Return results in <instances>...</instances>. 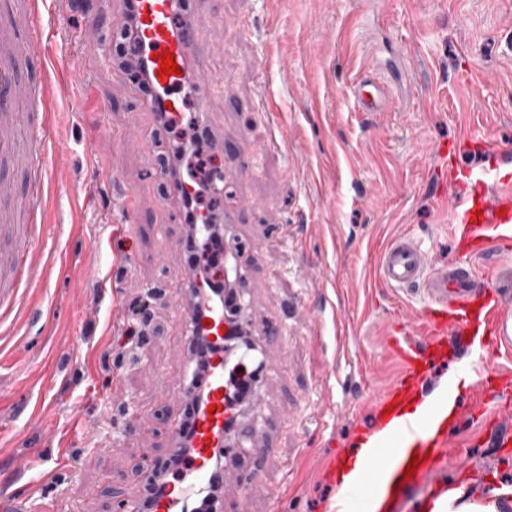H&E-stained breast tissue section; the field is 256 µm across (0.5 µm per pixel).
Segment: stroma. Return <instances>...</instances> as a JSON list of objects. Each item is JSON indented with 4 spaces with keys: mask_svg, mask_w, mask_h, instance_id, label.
I'll return each mask as SVG.
<instances>
[{
    "mask_svg": "<svg viewBox=\"0 0 512 512\" xmlns=\"http://www.w3.org/2000/svg\"><path fill=\"white\" fill-rule=\"evenodd\" d=\"M101 7L100 36L78 42ZM186 12L224 35L203 53L204 122L214 136L230 131L254 148L249 169L215 194L220 211L257 202L243 223L224 227V277L242 286L254 333L278 325L280 346L267 358L288 356L259 385L253 415L269 423L275 453L247 512H335L330 463L371 427V399L399 377L401 364L382 340L390 321L412 320L416 307L380 282L379 249L408 233L433 261L452 257L450 199L438 193L441 142L477 133L512 173V0H186ZM125 22L124 0H65L45 21L50 57L79 51L97 73L79 87L80 100L62 98L54 115L59 157L73 170L43 239L54 263L31 298L33 315L0 357V500L20 512L53 503L62 512H120L153 461L170 455L168 417L187 354L171 289L190 280L189 227L164 172L167 133L142 95H112L107 54ZM372 52L398 57L405 70L383 112L354 104ZM105 101L110 112H99ZM132 122L138 134L125 136ZM277 124L287 132L284 148L263 150ZM101 159L111 160L117 181L97 172ZM125 188L140 192L135 224L114 218L113 200ZM128 255L135 270L113 274ZM92 264L102 271L96 285L85 275ZM148 289L150 334L126 355L119 379H109L100 355L122 332L126 306ZM48 308L47 330L38 313ZM165 376L172 383L163 394ZM448 384L435 374L424 388ZM452 387L463 405L453 437L472 467L439 471L464 492L450 512H506L484 488L496 467L489 431L465 407L477 379ZM37 404L43 432L24 425ZM142 415L145 428L128 434ZM75 453L88 463L69 466Z\"/></svg>",
    "mask_w": 512,
    "mask_h": 512,
    "instance_id": "stroma-1",
    "label": "stroma"
}]
</instances>
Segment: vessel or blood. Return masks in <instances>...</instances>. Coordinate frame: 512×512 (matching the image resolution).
Returning <instances> with one entry per match:
<instances>
[{
    "label": "vessel or blood",
    "instance_id": "vessel-or-blood-1",
    "mask_svg": "<svg viewBox=\"0 0 512 512\" xmlns=\"http://www.w3.org/2000/svg\"><path fill=\"white\" fill-rule=\"evenodd\" d=\"M47 0H0V324L26 300L38 282L34 273L43 255L42 233L48 221L47 193L62 183V168L52 147V116L64 88L49 70L28 81L24 70L32 58H44L38 27ZM137 22L142 33L141 54L154 72L156 92L162 93L168 112L181 109L174 89L183 81L182 70L198 56L204 42H219L217 30H202L187 19L176 24L173 0H137ZM169 51L177 73L160 75V51ZM388 89L378 78L358 83L355 102L365 112L381 111ZM488 164L481 173L461 170L451 182L453 216L460 231L453 241L455 256L431 266L426 253L410 235L395 236L380 252L382 282L419 298L414 314V337H406L403 323L391 325L383 346L403 364V372L372 410L377 427L399 416L389 441L375 457V481H388L389 503L409 504L411 512H441L438 501L446 486L437 470L446 460L463 464L464 456L448 438L449 427L435 426L433 418L405 417L401 411L414 397L418 384L438 369L478 371L487 352L512 353V298L495 284L494 269L477 270L469 263L484 253L512 246V193L500 190L498 151L483 145ZM482 218H475V211ZM206 332L216 347L199 387H188L187 397L201 396L192 409L191 449L180 471L152 496L150 512H192L214 477V456L225 447L227 422L233 412L224 399V338L229 331L223 301L210 304ZM467 352L468 362L452 364L448 348ZM498 405L490 420L499 429L498 445L512 446V376L499 375ZM423 462L412 479H405L413 456ZM223 499L233 512H245L247 491L238 479L225 477Z\"/></svg>",
    "mask_w": 512,
    "mask_h": 512
}]
</instances>
